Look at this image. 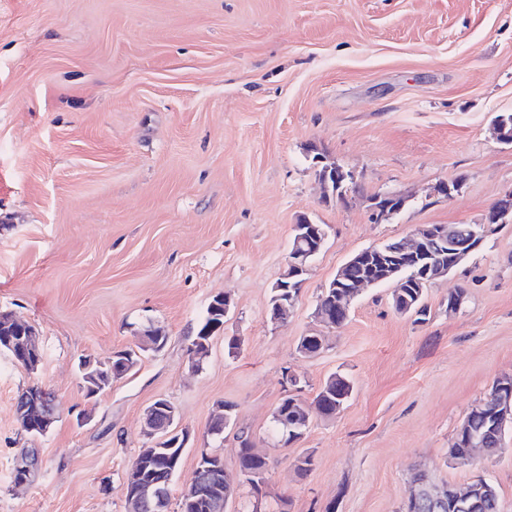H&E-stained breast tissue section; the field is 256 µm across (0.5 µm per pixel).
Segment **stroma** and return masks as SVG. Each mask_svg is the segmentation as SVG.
<instances>
[{
    "label": "stroma",
    "mask_w": 512,
    "mask_h": 512,
    "mask_svg": "<svg viewBox=\"0 0 512 512\" xmlns=\"http://www.w3.org/2000/svg\"><path fill=\"white\" fill-rule=\"evenodd\" d=\"M509 113L512 0H0V312L42 352L31 371L0 350V512H126L160 396L189 436L174 503L201 451L233 465L245 432L268 461L264 512H406L420 480L479 477L512 512V432L495 454L450 456L466 415L512 376V224L430 284L426 316L397 313L391 283L365 289L339 328L315 314L354 253L480 223L512 190V144L492 130ZM316 151L353 173L345 199H323ZM455 179L451 197L436 192ZM383 192L408 201L371 222ZM304 217L326 243L275 323L271 288ZM217 294L232 310L195 368L187 346ZM151 327L166 346L87 396L80 361L107 362ZM311 335L324 349L300 353ZM287 369L311 407L332 375L353 383L289 447L273 431ZM33 384L61 408L38 437L14 410ZM27 448L39 465L18 485Z\"/></svg>",
    "instance_id": "obj_1"
}]
</instances>
